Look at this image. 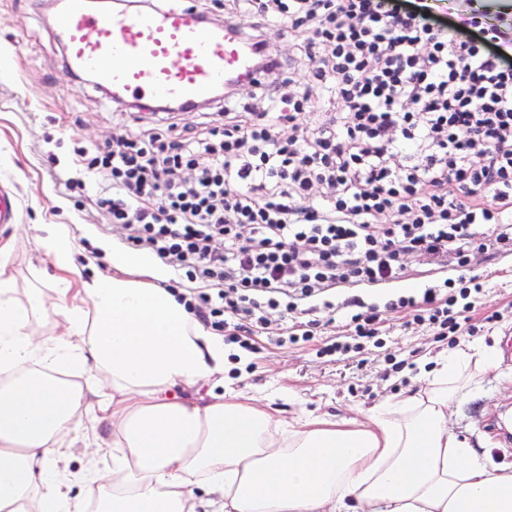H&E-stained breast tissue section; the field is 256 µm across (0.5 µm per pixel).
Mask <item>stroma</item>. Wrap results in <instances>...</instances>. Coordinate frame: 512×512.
I'll return each mask as SVG.
<instances>
[{"mask_svg": "<svg viewBox=\"0 0 512 512\" xmlns=\"http://www.w3.org/2000/svg\"><path fill=\"white\" fill-rule=\"evenodd\" d=\"M148 129L145 119L119 123L115 104L67 67L41 0H0V188L11 190L19 205L16 223L0 227V240L14 243L6 262L19 295L50 286L51 271L35 239L38 224L66 225L83 250L87 273H111L108 251L118 242L90 207L96 182L88 181L85 194L64 195L54 174L113 136L138 138ZM475 272L488 282L487 306L512 303V257L480 261ZM385 327V349L369 346L356 357L327 363L316 350L340 332V324L319 327L311 341L296 345L261 339L260 352L250 357L253 372L225 382L224 389L255 396L264 408L288 418L312 413L363 419L384 398L404 393L416 366L436 363L449 351L447 342L405 328L401 315H391ZM509 340L511 318L472 336V343L495 348L499 364L450 408V428L494 465L512 464V442L486 426L488 420L512 416ZM388 353L406 361V368L386 371Z\"/></svg>", "mask_w": 512, "mask_h": 512, "instance_id": "1", "label": "stroma"}]
</instances>
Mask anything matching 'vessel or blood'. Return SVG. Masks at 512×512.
I'll return each mask as SVG.
<instances>
[{
  "instance_id": "obj_1",
  "label": "vessel or blood",
  "mask_w": 512,
  "mask_h": 512,
  "mask_svg": "<svg viewBox=\"0 0 512 512\" xmlns=\"http://www.w3.org/2000/svg\"><path fill=\"white\" fill-rule=\"evenodd\" d=\"M55 27L70 67L92 73L118 102L188 107L255 74L252 46L231 25L205 22L188 0L136 12L65 0Z\"/></svg>"
}]
</instances>
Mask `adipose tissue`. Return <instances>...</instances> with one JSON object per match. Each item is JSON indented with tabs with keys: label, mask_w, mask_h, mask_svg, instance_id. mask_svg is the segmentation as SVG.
<instances>
[{
	"label": "adipose tissue",
	"mask_w": 512,
	"mask_h": 512,
	"mask_svg": "<svg viewBox=\"0 0 512 512\" xmlns=\"http://www.w3.org/2000/svg\"><path fill=\"white\" fill-rule=\"evenodd\" d=\"M41 230L49 298L17 299L0 260V512H512V466L488 469L448 427L494 349L450 351L364 422L288 421L224 395L223 336L150 281L155 262L116 250L111 275L89 278L67 228ZM201 383L207 394L189 395ZM81 417L75 477L65 460Z\"/></svg>",
	"instance_id": "adipose-tissue-1"
}]
</instances>
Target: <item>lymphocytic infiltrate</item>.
Here are the masks:
<instances>
[{
  "mask_svg": "<svg viewBox=\"0 0 512 512\" xmlns=\"http://www.w3.org/2000/svg\"><path fill=\"white\" fill-rule=\"evenodd\" d=\"M435 25L405 0H224L266 47L297 35L254 104L224 96L201 129L158 113L87 167L116 238L184 272L187 309L255 353L282 311L342 314L324 356L383 346L385 313L456 345L486 290L479 255H512V19ZM303 80H296V73ZM421 293L367 302L402 279Z\"/></svg>",
  "mask_w": 512,
  "mask_h": 512,
  "instance_id": "obj_1",
  "label": "lymphocytic infiltrate"
}]
</instances>
